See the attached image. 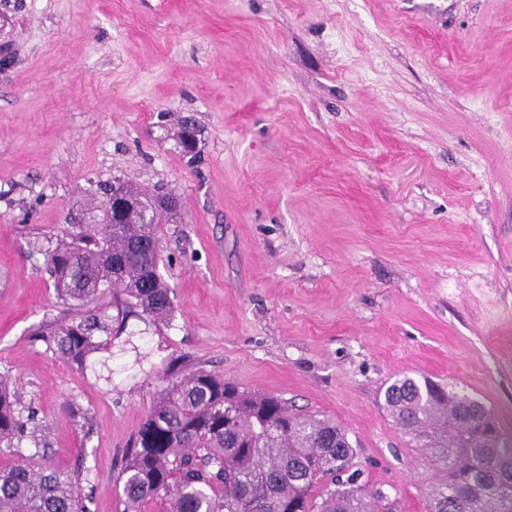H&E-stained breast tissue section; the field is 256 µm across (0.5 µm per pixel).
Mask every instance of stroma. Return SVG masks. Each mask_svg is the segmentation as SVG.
Segmentation results:
<instances>
[{
    "instance_id": "stroma-1",
    "label": "stroma",
    "mask_w": 512,
    "mask_h": 512,
    "mask_svg": "<svg viewBox=\"0 0 512 512\" xmlns=\"http://www.w3.org/2000/svg\"><path fill=\"white\" fill-rule=\"evenodd\" d=\"M118 181L179 201L174 312L77 365L33 339L69 314L42 250ZM172 361L334 417L401 512L440 475L395 377L512 432V0H0V375L89 512Z\"/></svg>"
}]
</instances>
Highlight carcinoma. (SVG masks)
I'll return each mask as SVG.
<instances>
[{"label":"carcinoma","instance_id":"obj_1","mask_svg":"<svg viewBox=\"0 0 512 512\" xmlns=\"http://www.w3.org/2000/svg\"><path fill=\"white\" fill-rule=\"evenodd\" d=\"M112 192L130 208L123 219L114 222L109 208L92 232L45 251L58 294L76 312L38 338L78 365L99 349L96 337L112 335L114 318L94 306L102 289L113 291L121 315L134 307L157 321L173 312L158 273L157 226L175 211L162 206L169 195ZM162 380L119 472L122 512H141L154 499L167 512H400L397 497L348 472L354 448L334 418L206 370L179 377L167 368ZM384 401L395 425L444 473L430 486L427 512H512V442L484 419L481 402L407 376L386 387ZM25 410L18 383L0 375V447L11 453L24 440L42 443ZM81 480L37 452L0 467V512H88Z\"/></svg>","mask_w":512,"mask_h":512}]
</instances>
